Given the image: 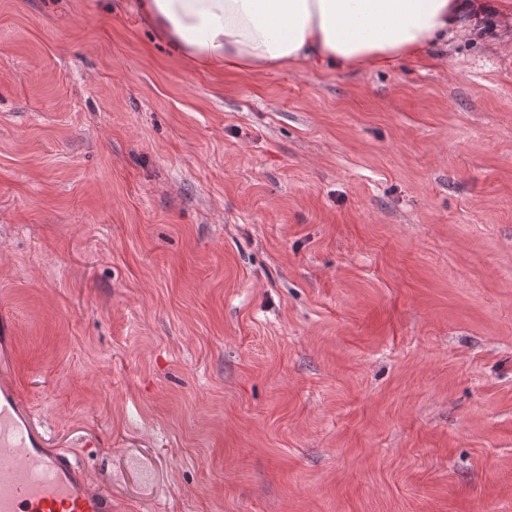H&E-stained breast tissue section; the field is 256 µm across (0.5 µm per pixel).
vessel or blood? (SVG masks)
<instances>
[{
	"label": "vessel or blood",
	"mask_w": 512,
	"mask_h": 512,
	"mask_svg": "<svg viewBox=\"0 0 512 512\" xmlns=\"http://www.w3.org/2000/svg\"><path fill=\"white\" fill-rule=\"evenodd\" d=\"M15 371V349L0 336V512H120L74 453L48 447Z\"/></svg>",
	"instance_id": "1"
}]
</instances>
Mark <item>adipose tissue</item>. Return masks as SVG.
I'll return each mask as SVG.
<instances>
[{"label": "adipose tissue", "instance_id": "ef3b65f1", "mask_svg": "<svg viewBox=\"0 0 512 512\" xmlns=\"http://www.w3.org/2000/svg\"><path fill=\"white\" fill-rule=\"evenodd\" d=\"M158 38L199 68H384L424 58L468 19L512 20V0H139Z\"/></svg>", "mask_w": 512, "mask_h": 512}]
</instances>
